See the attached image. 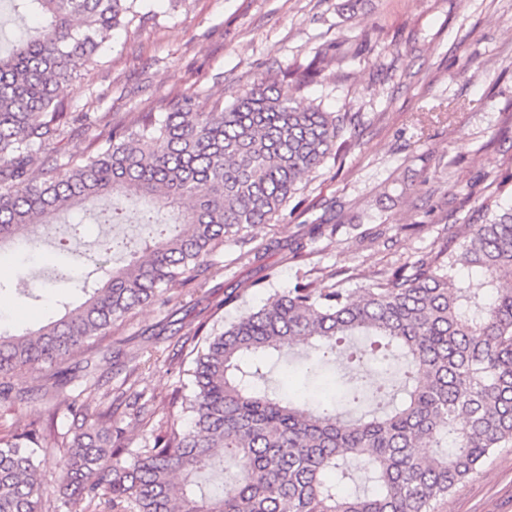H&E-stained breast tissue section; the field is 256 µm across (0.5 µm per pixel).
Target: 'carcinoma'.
<instances>
[{
    "instance_id": "cac0c4a2",
    "label": "carcinoma",
    "mask_w": 512,
    "mask_h": 512,
    "mask_svg": "<svg viewBox=\"0 0 512 512\" xmlns=\"http://www.w3.org/2000/svg\"><path fill=\"white\" fill-rule=\"evenodd\" d=\"M46 18L35 37L0 55V247L58 233V217L106 200L97 220L129 218L151 228V242L127 265L111 266L129 241L105 235L96 278L76 281L59 269L55 282L85 300L36 330L0 332V401L21 400L10 379L42 381L109 335L114 324L176 283L202 289L221 273L212 255L252 224H268L321 167L355 114L295 103L319 75L261 77L224 106L199 112L184 98L158 117L146 112L108 133V148L79 162L28 174L33 148L59 136L69 120L57 90L96 63L97 50L140 0H18ZM167 212L159 220L153 207ZM484 220L412 266L374 277L365 288L328 287L308 277L274 291L256 311L217 332L204 320L188 335L189 383L162 404L189 423L152 437L134 460L112 441L116 406H146L109 390L73 434L50 439L43 423L0 437V512H42L39 458L63 448L59 492L73 512H442L448 495L495 448L512 446V205L490 195ZM481 287L457 282L460 268ZM350 336H374L370 352L395 347L404 361L398 402L349 418L340 400L318 402L301 389L280 395L268 375L292 345H306V376L320 377L328 355ZM131 374L159 360L151 344L131 357ZM372 487L340 491L351 464Z\"/></svg>"
}]
</instances>
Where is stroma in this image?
<instances>
[{"instance_id":"35a3bbf8","label":"stroma","mask_w":512,"mask_h":512,"mask_svg":"<svg viewBox=\"0 0 512 512\" xmlns=\"http://www.w3.org/2000/svg\"><path fill=\"white\" fill-rule=\"evenodd\" d=\"M339 2L152 0L151 17L114 31L97 64L59 92L70 119L58 137L35 147V176L52 160L105 148L82 114L105 128L128 125L185 97L208 112L258 77L306 66L321 52V74L298 93V104L358 116L355 130L342 134L352 143L347 152L329 155L275 222L244 229L259 256L225 243L213 257L221 277L201 290L173 286L170 302L135 310L105 337L124 351L159 341L160 363L134 386L147 404H162L185 382L178 329L213 314L226 289L241 287L242 297L214 313L222 325L308 271L329 286L360 287L436 250L444 227L476 222L484 197L512 177V0H368L352 17ZM330 215L335 233L310 237L311 225ZM299 243L309 254L305 264L285 261L286 247ZM62 260L51 240L21 257L0 254V279L11 285L0 296V322L34 326L62 315V302H80V292L49 280ZM269 272L270 288H256ZM12 385L28 397L0 402L1 434L44 410L27 375ZM179 418L159 413L143 426L119 409L112 432L123 460ZM444 512H512V447L495 449L449 495Z\"/></svg>"}]
</instances>
